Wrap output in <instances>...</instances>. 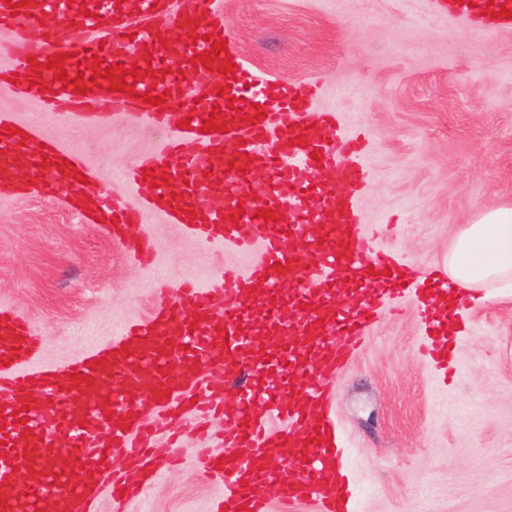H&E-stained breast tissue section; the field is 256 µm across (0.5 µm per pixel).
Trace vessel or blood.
I'll use <instances>...</instances> for the list:
<instances>
[{"instance_id":"b4317fda","label":"vessel or blood","mask_w":512,"mask_h":512,"mask_svg":"<svg viewBox=\"0 0 512 512\" xmlns=\"http://www.w3.org/2000/svg\"><path fill=\"white\" fill-rule=\"evenodd\" d=\"M423 3L428 18L444 7L512 28V17L485 15L468 0ZM221 14L220 0H28L16 11L0 0L12 96L62 124L92 120L91 105L105 99L112 118L169 133L126 172L143 197L129 209L80 183L87 170L78 155L54 140L33 147L8 134L0 115V199L52 194L111 232L159 214L201 244L250 259L202 287L157 288L145 318L61 368L35 366L31 322L0 303V512H95L100 495L141 496L168 462L154 450L149 407L223 414L225 459L197 456L200 477L220 490L215 512H270L272 488L286 504L356 512L330 385L363 347L378 299L411 293L422 355L448 366L471 295L378 247L357 203L371 176L363 136L341 132L335 113L314 111L317 84L274 78L232 46L201 60L225 37ZM60 53L82 93L49 68ZM132 62L149 77L127 78L123 92L95 74ZM230 63L235 72H226ZM146 94L165 101L144 103ZM209 121L215 131H204ZM259 207L275 218L256 216ZM119 456L126 465L115 473Z\"/></svg>"}]
</instances>
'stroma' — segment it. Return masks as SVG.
Listing matches in <instances>:
<instances>
[{"label": "stroma", "instance_id": "1", "mask_svg": "<svg viewBox=\"0 0 512 512\" xmlns=\"http://www.w3.org/2000/svg\"><path fill=\"white\" fill-rule=\"evenodd\" d=\"M421 0H223L224 26L247 60L291 82L320 81L319 108L367 132L374 177L365 220L387 225L382 247L440 269L479 210L512 204V29L457 16L421 19ZM0 113L78 154L120 200L127 167L165 132L133 121L59 125L0 91ZM147 235L154 265L125 244ZM241 259L149 217L124 238L79 220L63 201L0 200V302L27 316L44 362L63 366L146 317L155 281H204ZM413 302L381 315L334 390V414L360 486L358 512H512V288H489L441 381L419 354ZM224 422L180 427L181 461L125 512H212L194 455L224 449Z\"/></svg>", "mask_w": 512, "mask_h": 512}]
</instances>
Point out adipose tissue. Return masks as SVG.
I'll return each mask as SVG.
<instances>
[{"mask_svg": "<svg viewBox=\"0 0 512 512\" xmlns=\"http://www.w3.org/2000/svg\"><path fill=\"white\" fill-rule=\"evenodd\" d=\"M448 277L466 289L512 283V204L479 212L456 235L445 266Z\"/></svg>", "mask_w": 512, "mask_h": 512, "instance_id": "1", "label": "adipose tissue"}]
</instances>
